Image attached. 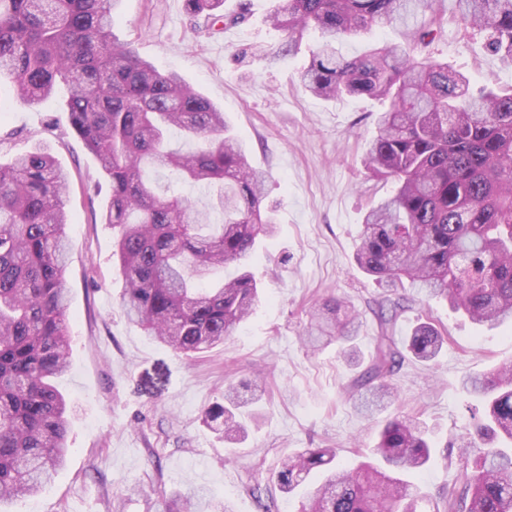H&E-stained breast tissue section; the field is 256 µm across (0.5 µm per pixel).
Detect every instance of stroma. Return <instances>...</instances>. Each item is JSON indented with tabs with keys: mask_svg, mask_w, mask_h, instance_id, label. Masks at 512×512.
Masks as SVG:
<instances>
[{
	"mask_svg": "<svg viewBox=\"0 0 512 512\" xmlns=\"http://www.w3.org/2000/svg\"><path fill=\"white\" fill-rule=\"evenodd\" d=\"M278 3L249 0L244 22L211 32L196 28L186 0H123L112 25L116 41L132 44L159 71H177L221 107L253 165L268 175L277 232L259 239L249 261L261 300L224 345L205 353H174L123 314L112 228L101 221L109 188L70 125L65 94L27 104L0 89V159L40 142L70 175L71 365L60 382L73 411L70 454L44 490L8 503L7 512H163L166 496L196 487L209 490L215 512L227 501L234 512H263L246 487L270 484L283 458L334 448L340 463L356 466L396 415L431 430L432 458L411 476L423 492L434 498L464 480L466 452L455 441L469 426L474 400L462 380L512 361V326L478 327L447 302L399 288L407 309L394 336L404 339L427 321L447 341L434 366L406 360L393 379L397 400L374 412L347 394L356 371L338 343L310 349V314L330 296L358 315L359 357H369L379 333L370 306L386 290L354 255L366 211L394 188L363 164L387 104L305 93L297 75L319 34L308 31L289 45L268 21ZM434 8L444 32L433 55L473 87H512V68L485 50L480 31L460 25L455 0H435ZM228 380L255 382L259 397L248 407L241 443L224 441L200 420Z\"/></svg>",
	"mask_w": 512,
	"mask_h": 512,
	"instance_id": "obj_1",
	"label": "stroma"
}]
</instances>
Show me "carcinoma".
Wrapping results in <instances>:
<instances>
[{
    "label": "carcinoma",
    "mask_w": 512,
    "mask_h": 512,
    "mask_svg": "<svg viewBox=\"0 0 512 512\" xmlns=\"http://www.w3.org/2000/svg\"><path fill=\"white\" fill-rule=\"evenodd\" d=\"M206 27L235 25L224 0H187ZM464 28L485 33L486 50L512 66V0H457ZM122 0H0V80L36 104L69 90L71 125L111 187L103 223L118 230L115 254L122 305L157 343L187 356L222 343L253 313L256 281L245 269L259 235L274 231L262 206L265 177L224 113L174 72H161L129 43L112 41ZM433 0H284L270 22L298 42H321L300 72L301 86L324 98L389 100L364 155L393 193L365 215L355 260L387 288L408 280L446 300L476 324L512 320V89L473 90L469 78L428 53L442 34ZM401 25L406 42L345 57L339 43L374 28ZM178 130L194 143L168 147ZM207 190V202L160 183L163 172ZM68 174L40 144L0 160V505L33 495L64 465L68 413L55 380L70 367L64 288ZM404 300L377 303L380 326L371 361L352 382L371 399L395 401L392 378L409 356L429 363L444 337L429 322L403 342L393 328ZM356 314L322 299L309 331L351 357ZM464 388L482 404L464 447L483 445L462 485L425 499L403 475L431 457L427 431L393 416L372 450L376 463H335L334 448H305L274 472L280 492L322 482L303 512H512V362L470 376ZM245 404L228 385L224 403L203 411L224 437L242 436ZM165 512H203L195 493L177 494Z\"/></svg>",
    "instance_id": "obj_1"
}]
</instances>
